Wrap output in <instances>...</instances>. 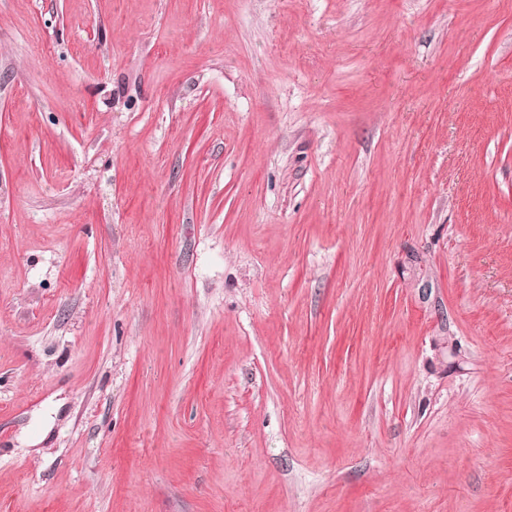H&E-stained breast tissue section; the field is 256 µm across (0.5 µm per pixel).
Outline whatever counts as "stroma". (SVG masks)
Listing matches in <instances>:
<instances>
[{"label":"stroma","mask_w":512,"mask_h":512,"mask_svg":"<svg viewBox=\"0 0 512 512\" xmlns=\"http://www.w3.org/2000/svg\"><path fill=\"white\" fill-rule=\"evenodd\" d=\"M0 512H512V0H0Z\"/></svg>","instance_id":"obj_1"}]
</instances>
